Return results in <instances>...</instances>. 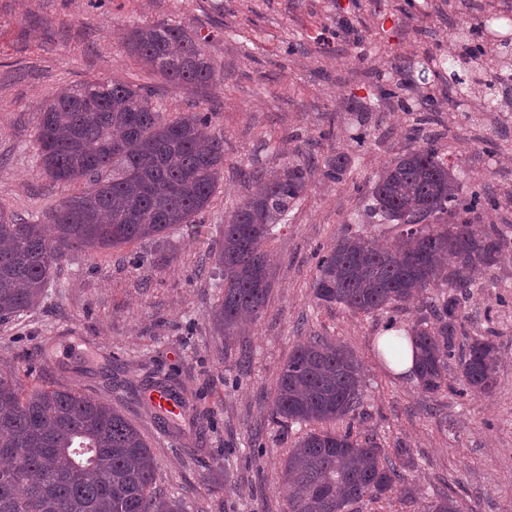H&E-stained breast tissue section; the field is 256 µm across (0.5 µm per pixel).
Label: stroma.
<instances>
[{"mask_svg": "<svg viewBox=\"0 0 512 512\" xmlns=\"http://www.w3.org/2000/svg\"><path fill=\"white\" fill-rule=\"evenodd\" d=\"M512 0H0V209L27 220L76 193L37 159L39 105L61 87L100 77L149 88L165 117L207 112L224 137V179L195 223L117 248L71 252L40 305L0 323V370L25 390L70 387L106 400L144 435L161 494L189 512H286L280 467L304 427L271 421L275 382L294 347L314 336L348 346L364 366V407L355 426L378 446L404 442L402 480L386 498L352 512H428L455 492L462 512H512V105L484 112L480 94L461 98L440 80L413 90L436 112L424 127L459 166L465 189L497 201L480 212L507 237L490 275L461 308L457 348L475 338L498 347L492 394L469 391L459 357L447 384L425 392L378 355L387 328H433L430 306L448 286L384 310L355 313L314 298L313 253L358 234L392 244L399 228L375 224L358 189L410 144L415 113L379 97L425 52L448 54L460 21H490L487 47L512 36L500 16ZM181 26L215 69L204 91L177 90L138 64L122 35L136 26ZM296 52H289V45ZM367 139L353 135L362 108ZM336 134L320 160L348 155L344 182L313 174L309 189L266 245L270 302L237 336H214L207 318L224 293L214 262L224 210L243 200L242 174L275 167L306 149L327 118ZM167 385L182 406L172 417L150 399ZM261 431L262 446L249 445Z\"/></svg>", "mask_w": 512, "mask_h": 512, "instance_id": "stroma-1", "label": "stroma"}]
</instances>
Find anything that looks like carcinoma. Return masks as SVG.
Masks as SVG:
<instances>
[{
    "instance_id": "carcinoma-1",
    "label": "carcinoma",
    "mask_w": 512,
    "mask_h": 512,
    "mask_svg": "<svg viewBox=\"0 0 512 512\" xmlns=\"http://www.w3.org/2000/svg\"><path fill=\"white\" fill-rule=\"evenodd\" d=\"M482 25L461 32V53L428 56L422 63L460 93L481 83L460 58L479 66L485 55ZM125 42L136 60L177 89H205L215 72L201 44L169 24L135 27ZM487 88H512V65L490 69ZM414 82L381 87L403 111ZM36 143L46 175L55 182L88 185L32 222L0 209V323L36 308L50 275L67 254L153 240L171 227L191 224L208 208L224 178V137L212 132L207 113L163 117L148 89L99 78L60 89L38 112ZM349 159L327 160L323 179L340 183ZM316 169L308 154L286 157L270 173L242 172L250 187L243 202L224 215L215 264L224 272V296L208 319L216 335L236 333L255 319L273 290L265 244L273 228L307 191ZM365 209L400 233L381 248L361 235L318 247L314 297L370 313L445 283L468 288L471 274L497 263L502 233L479 230L469 215L496 205L479 190L466 192L453 164L435 140L419 139L379 172L366 190L356 188ZM453 223H448V220ZM452 295L434 305L437 327L412 328L418 350L416 377L423 390L440 391L447 379L461 320ZM498 348L484 338L468 344L461 361L469 388L491 394L498 384ZM362 364L346 346L318 337L297 346L275 383L271 419L281 424L354 419L362 404ZM408 453L399 443L386 450L353 431H314L288 452L281 480L287 512H350L353 504L379 500L401 479L392 457ZM0 512H187L180 499L160 495L156 466L140 430L105 400L74 389L38 388L24 393L12 372H0ZM430 512H460L451 494Z\"/></svg>"
}]
</instances>
